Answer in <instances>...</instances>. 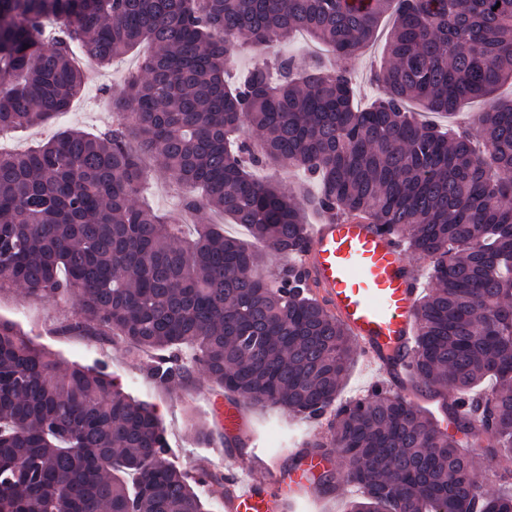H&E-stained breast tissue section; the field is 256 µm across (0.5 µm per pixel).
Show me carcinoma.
<instances>
[{
    "label": "carcinoma",
    "mask_w": 512,
    "mask_h": 512,
    "mask_svg": "<svg viewBox=\"0 0 512 512\" xmlns=\"http://www.w3.org/2000/svg\"><path fill=\"white\" fill-rule=\"evenodd\" d=\"M386 14L367 109L346 71L282 53L303 29L351 58ZM143 44L112 128L0 153V289L71 303L63 332L150 356L161 387L198 368L244 403L329 415L328 442L293 464L337 449L318 486H357L348 512H512V490L484 493L444 426L481 434L512 484V99L497 96L512 83V0H0V133L69 111L87 80L76 53L104 68ZM241 50L256 60L228 86ZM474 99L487 108L473 133L410 108ZM145 155L181 185V212L220 213L253 246L217 224L184 239L141 205ZM258 166L300 169L317 191L285 193ZM307 210L379 224L430 262L412 358L387 364L440 415L379 386L336 403L355 340L295 267L253 275L270 252L306 250ZM170 452L154 408L105 367L66 364L0 319V512H206L224 476H191Z\"/></svg>",
    "instance_id": "1"
}]
</instances>
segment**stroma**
Instances as JSON below:
<instances>
[{"instance_id": "stroma-1", "label": "stroma", "mask_w": 512, "mask_h": 512, "mask_svg": "<svg viewBox=\"0 0 512 512\" xmlns=\"http://www.w3.org/2000/svg\"><path fill=\"white\" fill-rule=\"evenodd\" d=\"M386 29H379L376 39L350 62L333 60V67H349L359 103H367L375 88L371 74L376 68L385 41ZM140 55L128 53L116 58L105 72H92L84 92L72 103L69 112L60 115L52 124L23 129L0 136V151L13 152L53 137L69 127H80L89 132L102 130L112 123V109L107 91H119L126 79L139 69ZM68 304L36 301L23 289L7 288L0 291V318L16 323L36 343L56 353L69 363L101 364L107 367L116 382L135 399L147 402L156 409L166 430L173 457L186 468L208 464L211 471L222 474L241 463L239 453L221 454L213 445H202L196 440L190 426L192 420L213 422L210 400L211 386L199 371H192L183 381L161 388L145 374L147 356H134L124 347L111 343L104 336H75L63 333L62 327L71 317ZM242 435L252 441L253 460L246 462L247 474L260 478L261 463L278 458L288 465V448L305 435L326 436L327 430L316 423H306L283 410L271 407L245 405L241 408Z\"/></svg>"}]
</instances>
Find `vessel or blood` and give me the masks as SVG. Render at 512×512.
<instances>
[{"label":"vessel or blood","mask_w":512,"mask_h":512,"mask_svg":"<svg viewBox=\"0 0 512 512\" xmlns=\"http://www.w3.org/2000/svg\"><path fill=\"white\" fill-rule=\"evenodd\" d=\"M298 264L368 360L410 355L418 276L397 240L379 225L359 218L312 225ZM326 464L325 457L315 456L287 474L275 462L262 483L228 473L224 512H295L298 502L314 496L315 479Z\"/></svg>","instance_id":"1"}]
</instances>
